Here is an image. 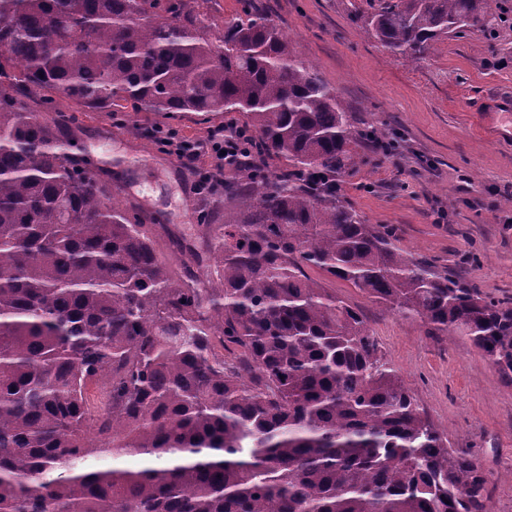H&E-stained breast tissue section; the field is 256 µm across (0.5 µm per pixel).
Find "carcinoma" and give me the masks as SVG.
<instances>
[{"mask_svg": "<svg viewBox=\"0 0 512 512\" xmlns=\"http://www.w3.org/2000/svg\"><path fill=\"white\" fill-rule=\"evenodd\" d=\"M208 2L0 0V512H485L477 462L307 270L469 337L509 381L512 306L309 183L343 173L362 136L268 16L214 31ZM495 22L491 0H395L363 20L412 64ZM57 97L247 118L230 219L206 205L204 250L173 240L186 279L159 256L160 217L96 178ZM211 260L215 282L190 269ZM95 452L112 466L76 468Z\"/></svg>", "mask_w": 512, "mask_h": 512, "instance_id": "obj_1", "label": "carcinoma"}]
</instances>
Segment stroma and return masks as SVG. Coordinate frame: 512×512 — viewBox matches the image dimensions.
<instances>
[{
    "mask_svg": "<svg viewBox=\"0 0 512 512\" xmlns=\"http://www.w3.org/2000/svg\"><path fill=\"white\" fill-rule=\"evenodd\" d=\"M386 0H209L207 22L251 7L267 14L293 54L334 90L356 129L375 131L390 150L355 147L360 161L342 173L339 195L366 223L395 231L404 254L454 273L492 299L512 298V137L488 135L482 100L512 97V0H492L502 20L494 32L444 38L411 65L367 34L364 16ZM79 145L116 202L162 214L160 253L174 277L182 267L170 238L199 244L196 212L211 202L197 186L202 164L164 152L143 129L208 141L224 112H91L67 101ZM310 277L362 312L390 365L448 438L474 457L489 490L487 512H512V382L469 337L432 336L420 323L382 309L348 283Z\"/></svg>",
    "mask_w": 512,
    "mask_h": 512,
    "instance_id": "35a3bbf8",
    "label": "stroma"
}]
</instances>
